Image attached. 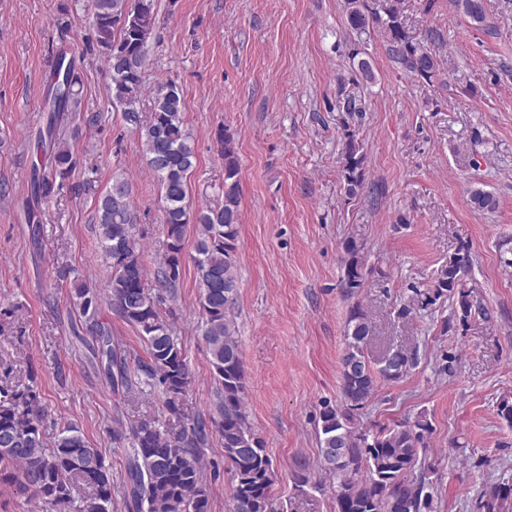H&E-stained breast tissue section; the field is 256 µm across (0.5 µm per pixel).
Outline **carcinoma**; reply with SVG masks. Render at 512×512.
I'll use <instances>...</instances> for the list:
<instances>
[{
	"mask_svg": "<svg viewBox=\"0 0 512 512\" xmlns=\"http://www.w3.org/2000/svg\"><path fill=\"white\" fill-rule=\"evenodd\" d=\"M401 0H393L382 21L392 58L427 84L440 72L441 60L430 48L433 37L411 35L401 21ZM473 23L486 21L484 0H456ZM350 27L367 31L365 0H350ZM156 21L155 0H91L85 22L92 28L110 80L112 105L121 109L124 121L135 130L147 163L156 175L162 201L165 252L154 280L148 279L145 251L134 233L137 216L127 179L117 177L97 200V236L109 269L108 288L112 307L134 327L147 357L129 369L124 351L112 342L109 330L99 322L100 298L93 286L75 288L80 313L95 329L99 355L112 387L133 384L158 395L166 411L182 419L180 403L191 383L185 354L163 314L164 295L171 294L180 278L183 245L190 216L185 204L187 175L195 151L184 123L183 100L177 85L163 82L155 89L149 119H142L140 101L147 46ZM80 78L70 70L66 92L53 84L46 103L53 113L80 112ZM345 153L342 181L345 196L355 198L364 188V156L356 131L344 125ZM224 157V204L195 217L197 235L195 266L199 275V297L203 337L211 356L216 398L210 421L196 419L176 431L161 429L158 420L147 418L115 432L112 439L125 448V503L131 512H210L203 480L200 449L206 447L210 427L224 444V461L234 475L233 512H273L270 491L273 465L263 439L249 420L245 406V369L230 312L238 295L237 243L240 227V166L234 137L226 128L215 133ZM41 147L53 169L52 177L37 180V190L47 197L63 185L76 166L67 142L49 123ZM474 208L493 211L497 197L475 189ZM344 295L354 297L363 287L366 270L364 246L354 238L342 243ZM469 252H456L435 274L433 285L412 289L413 296L401 304L398 316L409 318L442 299L455 298L458 319L467 322L474 307ZM373 334L368 315L355 304L346 322L345 348L340 358L342 404L325 403L319 411L317 432L323 470L336 483V512H435L432 481L422 468L420 450L433 432L425 413L395 420L376 429L354 424V411L365 406L378 383L402 378L418 364L417 351L402 356L391 371L369 368L367 345ZM50 419L48 407L33 387L24 390L0 388V481L15 480L21 491L44 500L56 512H71L73 481L85 485L91 497L84 512H109L112 505V464L75 425L61 428L52 451H45L43 429ZM20 474L5 473L10 465ZM485 512H512V484H500L484 504Z\"/></svg>",
	"mask_w": 512,
	"mask_h": 512,
	"instance_id": "obj_1",
	"label": "carcinoma"
}]
</instances>
